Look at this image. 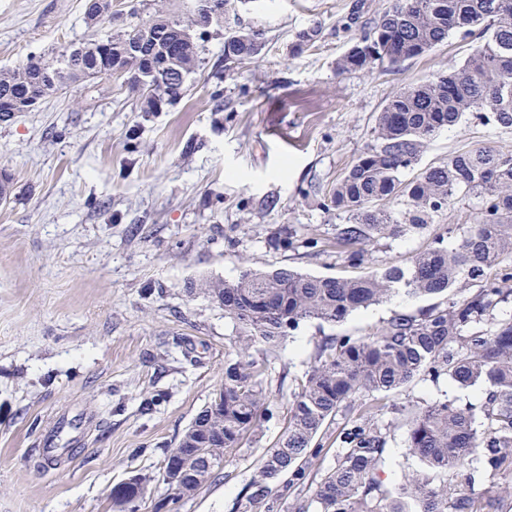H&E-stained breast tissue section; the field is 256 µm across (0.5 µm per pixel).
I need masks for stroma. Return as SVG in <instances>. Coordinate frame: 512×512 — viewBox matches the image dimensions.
<instances>
[{
	"mask_svg": "<svg viewBox=\"0 0 512 512\" xmlns=\"http://www.w3.org/2000/svg\"><path fill=\"white\" fill-rule=\"evenodd\" d=\"M393 2L242 0L224 25L256 31L262 55L228 70L223 39L210 40L203 69L162 111L140 112L121 79L102 76L0 123V171L13 183L0 204V512H113V487L132 475L150 478L138 512H240L319 344L432 305L398 296L340 324L301 322L275 358L255 347L269 381L251 441L194 497L174 500L157 481L167 450L221 384L235 333L222 307L187 292L190 282L232 279L245 265L326 277L406 267L443 226L476 221V200L460 198L428 232L370 246L361 269L336 256L343 218L325 203L373 142L379 112L477 44L457 33L395 66L339 72L363 21ZM84 9L85 0H0V70L89 39ZM313 28L315 40L300 44ZM476 146L510 156L512 128L471 117L442 129L405 176ZM444 394L476 408L485 398L427 379L389 401L403 411ZM60 415L78 422L82 441L50 468L41 448ZM393 418L377 422L389 448L383 478L394 485L417 462Z\"/></svg>",
	"mask_w": 512,
	"mask_h": 512,
	"instance_id": "obj_1",
	"label": "stroma"
}]
</instances>
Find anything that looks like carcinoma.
Masks as SVG:
<instances>
[{
	"mask_svg": "<svg viewBox=\"0 0 512 512\" xmlns=\"http://www.w3.org/2000/svg\"><path fill=\"white\" fill-rule=\"evenodd\" d=\"M194 5L188 0L179 12L158 8L145 20L136 7L114 13L112 0H86L85 23L97 36L32 54L22 65L0 71V122L58 87L113 66L143 75L127 87L141 111L158 112L184 96L204 65L209 40L224 36L228 69L260 55L257 34L224 35V15L202 19ZM367 25L340 59L341 71L422 56L455 32L477 33L482 41L461 65L400 90L379 112L375 142L329 197L345 220L336 225V256L358 268L367 247L427 228L459 196L478 200L479 221L459 233L444 228L406 268L336 278L245 267L231 280L206 278L190 285L189 291L224 302L235 335L224 353V408L205 407L177 442L179 448H197L205 436L212 440L200 457L187 459L196 477L175 491L178 498L200 490L254 433L268 376L267 362L252 356L256 345L274 355L302 321L339 324L399 292L442 296L473 283L480 288L460 299L417 315H395L372 333L336 336L319 345L288 402V425L262 459L242 507L268 512L282 475L304 479L317 455L313 439L342 409L352 413L353 427L340 438L336 464L321 475L311 501L294 504L293 512H501L504 498H512V486L498 483L502 473L512 474V316L499 317L502 304L512 299V268H500L512 256V156L474 147L403 179L438 131L468 116L512 127V0H396ZM397 197L407 198L406 210L379 207ZM453 233L450 246L446 235ZM496 267L498 274L489 278ZM420 378L482 386L487 395L477 412L445 395L405 416L407 452L424 468L406 476L395 492L381 478L386 437L371 424L386 405L361 396L387 397ZM478 478L486 484L481 494L473 492Z\"/></svg>",
	"mask_w": 512,
	"mask_h": 512,
	"instance_id": "carcinoma-1",
	"label": "carcinoma"
}]
</instances>
